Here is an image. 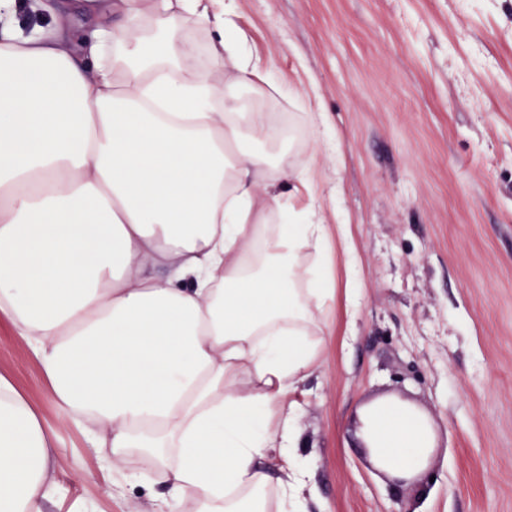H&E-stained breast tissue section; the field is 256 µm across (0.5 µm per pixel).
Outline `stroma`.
<instances>
[{
  "label": "stroma",
  "instance_id": "stroma-1",
  "mask_svg": "<svg viewBox=\"0 0 512 512\" xmlns=\"http://www.w3.org/2000/svg\"><path fill=\"white\" fill-rule=\"evenodd\" d=\"M231 23L292 127L313 187L295 205L347 220L359 262L350 277L331 243L332 334L290 396L303 512H512V0H237ZM0 373L58 430L43 512H160L161 485L103 470L107 449L3 321ZM385 395L438 430L425 488L391 486L359 444L361 408Z\"/></svg>",
  "mask_w": 512,
  "mask_h": 512
}]
</instances>
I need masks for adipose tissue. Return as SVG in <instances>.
I'll return each mask as SVG.
<instances>
[{
  "label": "adipose tissue",
  "mask_w": 512,
  "mask_h": 512,
  "mask_svg": "<svg viewBox=\"0 0 512 512\" xmlns=\"http://www.w3.org/2000/svg\"><path fill=\"white\" fill-rule=\"evenodd\" d=\"M0 0V318L94 448L156 473L163 504L294 512L305 471L288 396L313 366L334 298L320 275L348 225L287 206L305 184L275 113L215 82L259 72L226 21L236 0ZM208 65L189 60L196 33ZM388 477L429 465L427 417L392 400L363 417ZM57 430L0 374V512H42ZM276 452L285 477L272 479Z\"/></svg>",
  "instance_id": "adipose-tissue-1"
}]
</instances>
